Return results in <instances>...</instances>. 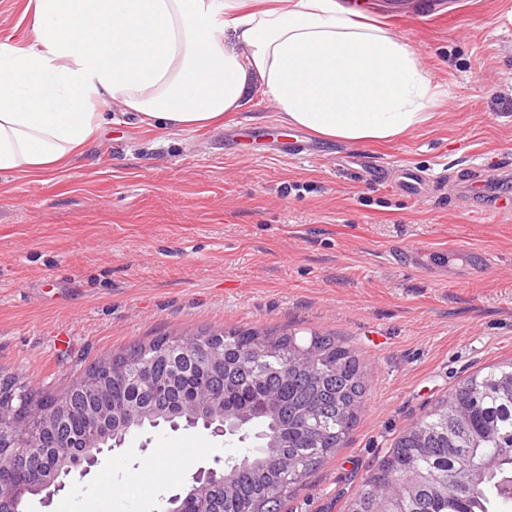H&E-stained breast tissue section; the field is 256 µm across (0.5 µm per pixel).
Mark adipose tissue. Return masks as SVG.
<instances>
[{"instance_id": "1", "label": "adipose tissue", "mask_w": 512, "mask_h": 512, "mask_svg": "<svg viewBox=\"0 0 512 512\" xmlns=\"http://www.w3.org/2000/svg\"><path fill=\"white\" fill-rule=\"evenodd\" d=\"M30 34L0 44V176L66 167L112 121L194 133L255 91L280 122L366 144L432 120L411 45L344 0H29Z\"/></svg>"}]
</instances>
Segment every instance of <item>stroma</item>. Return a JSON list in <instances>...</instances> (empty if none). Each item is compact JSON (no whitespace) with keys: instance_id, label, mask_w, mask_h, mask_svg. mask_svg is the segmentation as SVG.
Segmentation results:
<instances>
[{"instance_id":"stroma-1","label":"stroma","mask_w":512,"mask_h":512,"mask_svg":"<svg viewBox=\"0 0 512 512\" xmlns=\"http://www.w3.org/2000/svg\"><path fill=\"white\" fill-rule=\"evenodd\" d=\"M392 0H367L387 17ZM387 17L422 56L435 116L364 145L282 130L262 93L222 125L173 133L115 123L69 168L0 177V370L38 393L70 386L95 361L178 330L332 333L369 372L370 400L336 455L282 512H343L395 438L459 382L512 359V0H401ZM304 138L302 159L280 152ZM448 179L408 196L360 161ZM495 188L472 195L473 168ZM420 247L448 266L399 264ZM492 267L480 274L475 256ZM247 446L208 431L133 432L50 506L30 512H160L201 466ZM178 464L177 476L157 468Z\"/></svg>"}]
</instances>
